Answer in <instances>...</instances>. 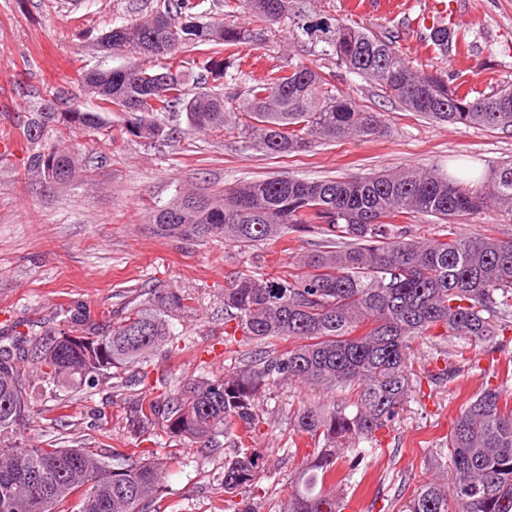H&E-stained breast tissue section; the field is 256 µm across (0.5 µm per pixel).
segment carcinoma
<instances>
[{"label": "carcinoma", "instance_id": "carcinoma-1", "mask_svg": "<svg viewBox=\"0 0 512 512\" xmlns=\"http://www.w3.org/2000/svg\"><path fill=\"white\" fill-rule=\"evenodd\" d=\"M206 0H168L165 11L122 23L100 37L127 63L93 71L85 93L96 110L51 112L42 136L20 128L23 172L53 188L83 171L65 133L80 129L114 139L106 115L125 114L121 134L169 138L170 117L183 114L191 132L232 130L276 157L310 151L323 141L367 140L384 116L359 108L335 90V74L303 62L274 66L249 86L243 111L217 91L235 79L243 46L287 19L292 36L321 46L349 75L375 83L388 98L436 122L512 128V86L486 93L461 73L418 71L392 30L374 31L339 17L311 15L310 0H238L250 27L202 21ZM441 58L465 37L440 26L426 35ZM188 59L155 67L153 59ZM214 89L188 92L195 75ZM462 172L414 167L398 174L307 180L277 176L212 195L181 193L154 211L162 236L220 235L244 247L270 245L290 232L319 231L322 249L304 257L289 280L242 273L224 289V308L243 339L267 349L230 374L190 378L173 391L166 377L147 382L151 356L171 335L168 313L187 308L177 294L151 290L117 323L91 319L83 304L63 321L39 322L0 336V512H151L162 493L157 463L116 448H34L17 429L61 389L79 393L105 385L122 400L126 426L140 442L162 431L202 447L234 436L237 454L224 463L225 503L255 488L263 456L248 446L259 423L257 402L272 381L341 388L349 398L309 406L294 431L318 446L292 480L288 512H339L323 492L336 479L337 449L369 440L388 426L411 392L407 361L421 337L480 342L493 324L512 322V238L458 235L423 244L398 229L400 218L462 222L495 204L512 217V160L491 165L472 187ZM81 327L78 340L69 326ZM297 344L283 352L279 340ZM452 484L426 483L407 512H512V409L500 385L468 399L448 434Z\"/></svg>", "mask_w": 512, "mask_h": 512}]
</instances>
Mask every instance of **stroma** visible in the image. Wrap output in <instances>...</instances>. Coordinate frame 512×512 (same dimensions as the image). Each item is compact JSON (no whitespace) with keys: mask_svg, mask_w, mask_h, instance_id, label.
Wrapping results in <instances>:
<instances>
[{"mask_svg":"<svg viewBox=\"0 0 512 512\" xmlns=\"http://www.w3.org/2000/svg\"><path fill=\"white\" fill-rule=\"evenodd\" d=\"M429 0H369L358 12L349 0H315L316 13L342 17L372 29L398 28L399 43L417 68L441 63L423 35L402 26L417 18ZM164 0H0V130H16L27 116L31 95L55 99L59 111L93 109L82 76L97 68L125 65V58L97 48L98 38L121 22L145 19ZM450 28L465 34L462 55L448 69H465L478 89L512 82V0H461ZM250 63L229 92L244 99L246 88L275 65L303 61L335 72L338 91L356 104L383 113L382 136L368 141H336L287 158L266 154L231 132L191 133L183 117L170 119L175 135L149 141L131 135L95 140L79 130L84 172L60 188L20 173V150H0V330L61 320L70 305L82 303L94 318L118 319L135 294L150 288L185 297L187 310L169 315L172 343L154 359L156 375H169L172 389L185 379L224 375L254 354L255 344L224 343V290L236 275L288 278L301 253L319 249L317 233H291L274 246L244 248L218 236L163 237L152 222L154 210L179 191L210 194L225 187L271 176L310 180L396 173L411 167H463L477 172L489 162L512 158V128L450 125L405 110L382 97L376 84L344 74L319 48L292 39L287 23L273 25L266 40L249 47ZM409 237L442 239L448 234L512 238V219L490 207L461 224L430 217L403 220ZM512 359V329L482 345L462 338L412 343L408 365L411 391L395 419L370 442L345 449L336 467L337 493L352 499L355 512H404L422 484L447 481L448 434L461 405L489 383ZM455 366L454 381L433 386L428 375ZM346 394L299 381L270 385L258 409L263 418L251 444L265 458L257 491L249 496L254 512H283L290 482L306 462L305 442L293 432L299 406L340 403ZM108 423L93 426V410ZM28 444L48 448H104L126 451L137 441L125 427L120 399L107 388L73 401L63 420L33 413L23 432ZM146 449L165 463L157 512H214L224 464L236 454L231 439L218 448L158 434Z\"/></svg>","mask_w":512,"mask_h":512,"instance_id":"obj_1","label":"stroma"}]
</instances>
